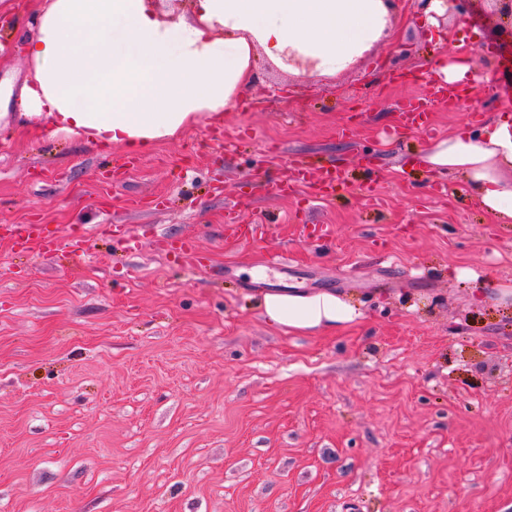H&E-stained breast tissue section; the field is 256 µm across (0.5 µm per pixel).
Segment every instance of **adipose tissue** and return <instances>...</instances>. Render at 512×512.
<instances>
[{
  "label": "adipose tissue",
  "instance_id": "1",
  "mask_svg": "<svg viewBox=\"0 0 512 512\" xmlns=\"http://www.w3.org/2000/svg\"><path fill=\"white\" fill-rule=\"evenodd\" d=\"M172 20L154 0H48L27 43L34 63L20 105L52 134L144 149L218 119L255 82L254 60L306 79L333 76L388 36L389 0H193ZM430 79L477 82L468 50L430 63ZM424 165L462 176L485 211L512 221V116L458 128L428 145ZM257 306L272 327L335 332L362 313L332 290L270 289Z\"/></svg>",
  "mask_w": 512,
  "mask_h": 512
}]
</instances>
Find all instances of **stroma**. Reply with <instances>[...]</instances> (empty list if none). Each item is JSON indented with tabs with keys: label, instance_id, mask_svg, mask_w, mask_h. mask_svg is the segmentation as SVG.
Returning a JSON list of instances; mask_svg holds the SVG:
<instances>
[{
	"label": "stroma",
	"instance_id": "obj_1",
	"mask_svg": "<svg viewBox=\"0 0 512 512\" xmlns=\"http://www.w3.org/2000/svg\"><path fill=\"white\" fill-rule=\"evenodd\" d=\"M35 2L0 11V84L15 91L0 133V512H512V304L495 296L512 285V224L416 162L512 109V26L467 0L442 40L417 0H394L401 24L345 71L306 80L257 56V84L222 120L132 156L21 116ZM465 33L479 82L432 106L429 131L406 129L402 100L427 99L430 60ZM316 163L341 176L332 199L275 190ZM229 204L260 236L226 234ZM17 224L86 239L65 258L22 254ZM186 237L192 251L174 250ZM291 287L343 293L364 318L272 329L255 298Z\"/></svg>",
	"mask_w": 512,
	"mask_h": 512
}]
</instances>
